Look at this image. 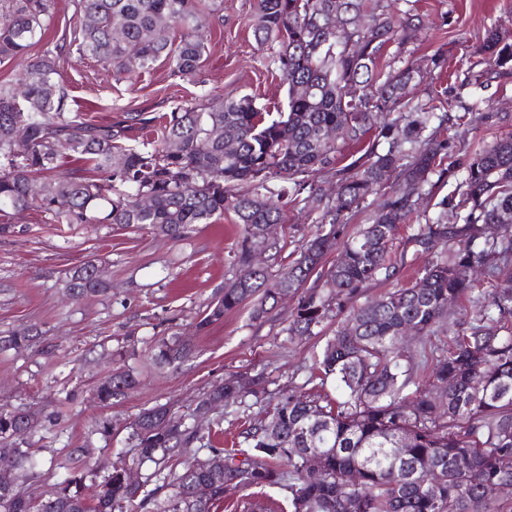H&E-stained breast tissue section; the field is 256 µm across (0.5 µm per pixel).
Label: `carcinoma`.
<instances>
[{
    "instance_id": "carcinoma-1",
    "label": "carcinoma",
    "mask_w": 512,
    "mask_h": 512,
    "mask_svg": "<svg viewBox=\"0 0 512 512\" xmlns=\"http://www.w3.org/2000/svg\"><path fill=\"white\" fill-rule=\"evenodd\" d=\"M3 2L0 58L25 56L51 20L52 0ZM74 7L69 46L80 56L119 74L148 72L162 59L184 79L199 66L221 0H74ZM421 26L412 4L396 18L386 0H256L254 39L273 49L271 65L288 83V111L274 116L245 94L138 113L131 120L155 136L135 145L127 144L130 126L67 109L52 56L27 62L16 83L0 85V212L37 207L60 224H122L179 239L230 210L241 230L232 275L197 328L250 300L257 319L283 291L298 294L290 336H316L342 318L314 357L318 379L333 381L342 395L333 402L284 394L268 417L241 432L247 449L204 444L224 461L221 479L191 465L175 470L171 459L200 437L159 405L130 424L137 453L118 454L95 497L84 495L87 473L75 467L56 495L35 507L16 485L11 495L0 493V512H215L229 498L226 482L237 492L286 486L289 512H512V499L496 494L512 483V470L501 465L512 456V137L485 145L461 172L443 166L448 139L439 131L447 129L448 106L433 90L426 103L411 104L406 88L419 77L414 67L386 77L378 70L386 44ZM482 52L487 69L474 84L512 75V44L496 30L486 32ZM376 127L387 149L340 165L344 145L361 144ZM71 157L92 163L97 175L62 169ZM328 167L338 185L332 200L313 188L315 174ZM47 172L53 178L30 192L34 175ZM435 173L455 177L456 189L409 237L429 260L413 282L356 304L368 283L397 274L400 226L432 193ZM376 190L370 223L325 266L337 226ZM143 197L150 199L146 208ZM285 197L321 204L323 214L292 261L276 271L257 268L254 251L278 250V238L262 230L285 222ZM489 226L497 235H487ZM64 288L80 299L107 293L109 284L89 261ZM462 300L469 307L447 324L448 305ZM410 328L421 346L403 341ZM188 352L180 340L163 343L153 361L172 364ZM265 383L261 372L243 383L231 377L202 403L215 410L243 405ZM134 385L118 367L96 395L107 403ZM35 425L30 411L0 407V455L28 459L22 446ZM311 448L324 453L317 482L305 468ZM147 462L154 464L149 475L137 485L125 482L126 466ZM233 507L269 512L254 495Z\"/></svg>"
}]
</instances>
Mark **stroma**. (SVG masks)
Listing matches in <instances>:
<instances>
[{
    "label": "stroma",
    "instance_id": "1",
    "mask_svg": "<svg viewBox=\"0 0 512 512\" xmlns=\"http://www.w3.org/2000/svg\"><path fill=\"white\" fill-rule=\"evenodd\" d=\"M427 26L406 43H389L380 66L391 74L412 62L424 76L410 85L412 101L428 89L443 91L448 102V159L467 162L484 143L512 136V77L488 87L470 84L480 71L479 47L487 29L512 43V0H416ZM255 0H223L214 19L194 78L171 76L166 61L135 79L115 75L94 59L62 56L57 79L69 93L68 107L98 123L125 120L128 114L170 111L178 104H199L220 94H249L258 106L286 111L288 85L269 63V50L253 36ZM447 57L449 70L432 60ZM472 106V124H457L464 106ZM14 233L0 236V337L28 328L34 333L22 349L0 350V405L26 406L39 416L30 435L23 488L35 495L61 482L68 467L98 472L128 451L129 423L143 410L168 405L177 414L192 413L213 385L235 374L264 371L265 390L245 406L215 412L204 423L214 445L232 447L245 421L265 415L282 393L322 391L334 386L312 380L313 359L336 327L321 335L288 336V316L297 302L289 295L260 319L250 306L226 312L204 329L196 324L219 296L240 240L233 214L197 224L182 239L119 224L55 223L38 209L11 215ZM412 226H402L396 250L404 261L393 280L366 285L371 299L411 281L426 258L409 244ZM95 261L112 284L104 295L67 299L63 282L69 271ZM189 343L191 351L164 369L152 361L162 341ZM130 368L138 385L103 404L96 386L113 368ZM113 425L99 433L102 421Z\"/></svg>",
    "mask_w": 512,
    "mask_h": 512
}]
</instances>
